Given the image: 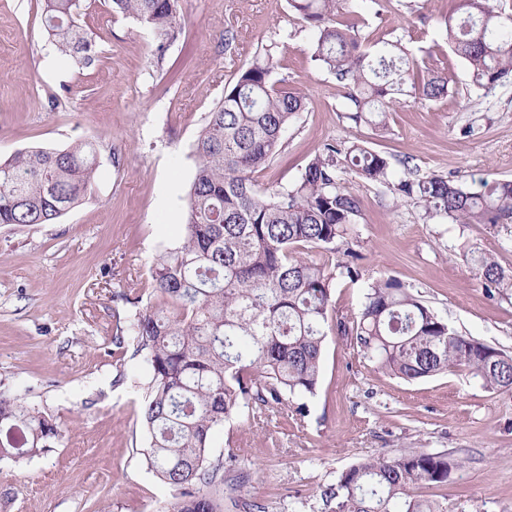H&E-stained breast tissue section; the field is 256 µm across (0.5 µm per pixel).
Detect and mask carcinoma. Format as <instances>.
<instances>
[{
    "mask_svg": "<svg viewBox=\"0 0 512 512\" xmlns=\"http://www.w3.org/2000/svg\"><path fill=\"white\" fill-rule=\"evenodd\" d=\"M83 0H47L45 30L56 50L89 59L77 26ZM347 0H287L296 18L316 31L314 61L334 75L349 101L346 118L379 136L399 97L437 101L448 75L418 69L400 42L361 49L357 24L338 19ZM439 16L446 44L492 90L512 78V5L507 0H454ZM179 0H112L113 11L152 35L158 53L181 32ZM274 62L258 55L224 86L194 151L199 163L188 194L181 246L154 264L153 288L167 303L135 312L128 335L150 370L142 418L143 455L174 492L168 512H224L219 486L232 457L213 461L211 437L243 412L273 411L289 398L315 395L325 340L336 331L378 368L406 381L457 369L491 390L512 391V355L459 334L399 281L368 289L358 316L332 307L343 264L314 263L300 245L336 253L361 208L340 183L349 170L420 209L424 221L512 224V180L471 192L435 173L419 175L406 158L391 160L360 142H329L291 184L261 190L252 174L281 148L288 126L305 109L298 92L270 83ZM403 167L397 173L394 165ZM97 170L94 144L68 150L32 149L0 161V224H53L90 191ZM490 292L512 290V268L483 253L471 258ZM59 438L57 425L17 396L0 393V456L32 459ZM461 463L425 451L395 452L343 471L321 491L327 512H445L412 489L448 481Z\"/></svg>",
    "mask_w": 512,
    "mask_h": 512,
    "instance_id": "obj_1",
    "label": "carcinoma"
}]
</instances>
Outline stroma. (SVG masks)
I'll return each instance as SVG.
<instances>
[{
    "mask_svg": "<svg viewBox=\"0 0 512 512\" xmlns=\"http://www.w3.org/2000/svg\"><path fill=\"white\" fill-rule=\"evenodd\" d=\"M45 5L0 0V160L89 141L98 169L56 223L0 225V390L61 432L39 457L0 460V512H166L174 492L141 453L149 372L131 344L114 339L136 309L162 302L151 268L182 241L193 145L225 83L267 52L276 86L306 98L278 154L255 173L260 188L293 182L326 141L367 140L418 174L477 191L512 179V82L488 94L474 87L442 45L436 19L447 0H350L363 44L401 40L419 68L448 74L446 98H403L376 137L346 119L342 89L311 59L313 30L286 0H180L181 33L161 58L147 30L114 15L110 0H90L78 20L92 44L86 64L56 52ZM341 179L361 210L337 244L353 251L355 275L337 277L336 311L358 314L369 286L392 277L459 333L512 355V291L489 295L470 262L479 251L512 268V224L427 223L384 188L349 171ZM414 450L463 461L417 495L447 512H512V392L463 372L405 381L334 333L315 395L226 422L210 444L211 458L234 455L249 477L242 491L225 490L224 512H243L246 500L265 512H321V487L349 466Z\"/></svg>",
    "mask_w": 512,
    "mask_h": 512,
    "instance_id": "obj_1",
    "label": "stroma"
}]
</instances>
